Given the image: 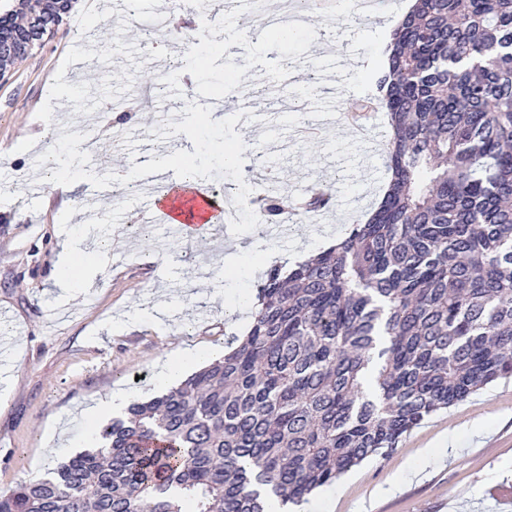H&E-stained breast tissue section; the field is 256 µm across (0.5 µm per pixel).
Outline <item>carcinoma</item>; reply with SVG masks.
Returning a JSON list of instances; mask_svg holds the SVG:
<instances>
[{
  "label": "carcinoma",
  "instance_id": "carcinoma-1",
  "mask_svg": "<svg viewBox=\"0 0 512 512\" xmlns=\"http://www.w3.org/2000/svg\"><path fill=\"white\" fill-rule=\"evenodd\" d=\"M375 87L347 109L376 101L391 131L371 217L271 265L220 360L0 512H275L512 376V0H415ZM331 200L309 192L297 219ZM289 215L272 194L261 218Z\"/></svg>",
  "mask_w": 512,
  "mask_h": 512
}]
</instances>
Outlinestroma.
Masks as SVG:
<instances>
[{
  "instance_id": "35a3bbf8",
  "label": "stroma",
  "mask_w": 512,
  "mask_h": 512,
  "mask_svg": "<svg viewBox=\"0 0 512 512\" xmlns=\"http://www.w3.org/2000/svg\"><path fill=\"white\" fill-rule=\"evenodd\" d=\"M157 10L167 11L172 25L148 45L139 26ZM74 13L90 19L91 30L63 21L0 83V315L10 319L16 344L12 383L0 386V494L91 450L99 426L89 423L86 411L113 390L134 401L157 396L155 378L169 355L190 349L218 359L229 338L246 334L250 302L266 268L255 267L226 288L224 266L236 239L310 257L365 219L390 176L382 152L376 172H365V145L349 139L343 126H332L318 143L294 136L311 114L303 95L309 80L318 81L330 111L374 96L371 77L389 40L382 25L364 26L349 12L337 15L334 38L317 39L327 24L313 21L272 44L255 37L261 16L209 26L205 13L175 8L172 0H139L134 14L113 13L111 0H79ZM190 49L205 65L191 73L179 123L166 125V101L158 99L131 118L129 151L116 150L111 134H104L97 167L86 166L78 151L96 115L83 100L126 97L159 84L179 88L183 75L172 63ZM323 54L357 57L363 66L333 83L319 61ZM64 80L78 103L61 112L49 92ZM277 82L282 121L268 131L235 121L245 89L254 90L256 108L266 112L261 91ZM59 125L72 126L70 140L57 138ZM158 138L170 155L190 154L197 180L230 184L223 201L239 215L232 237L188 242L142 215L156 186L131 154ZM229 146L238 149L233 166L224 163ZM52 151L69 178L63 193L51 190L42 167ZM257 153L266 158L265 169L254 167ZM318 180L331 185L334 202L323 223L295 225L289 238L271 236L248 209L252 191L296 195ZM78 230L118 241L87 293L61 290L52 280L59 238ZM451 430L458 437L450 458L435 459L422 480L395 483L421 449L439 447ZM495 484L512 486L510 377L437 411L396 448L314 491L301 508L351 512L368 498L369 512H448L452 506L457 512H512V504L480 496V488Z\"/></svg>"
}]
</instances>
